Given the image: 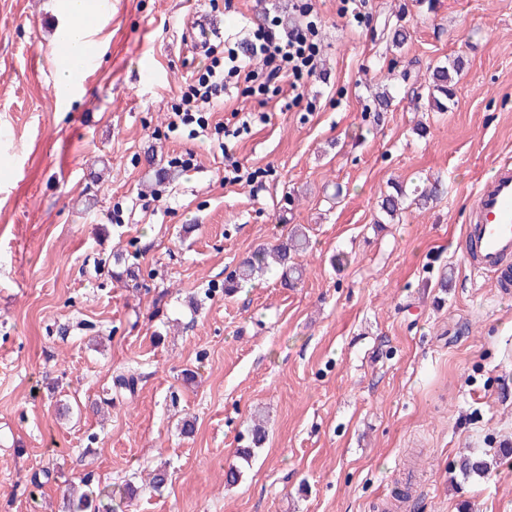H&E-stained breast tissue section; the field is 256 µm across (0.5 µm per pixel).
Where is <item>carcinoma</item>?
Wrapping results in <instances>:
<instances>
[{
	"mask_svg": "<svg viewBox=\"0 0 512 512\" xmlns=\"http://www.w3.org/2000/svg\"><path fill=\"white\" fill-rule=\"evenodd\" d=\"M460 72V66L451 68L437 66L433 69L432 80L428 85V95L439 110L447 109L442 99L452 100L454 74ZM440 193V184L437 182L415 187L413 190V203L427 205L434 201ZM405 192L402 187H394V192L384 195L380 208L386 216L393 218L398 215L403 205ZM309 244L305 227L295 225L291 228L286 241L272 248L260 247L244 258L235 268L231 276L224 281L225 290L231 292L243 287L252 281L255 275L262 272L269 264L274 263L282 268L284 285L292 287L303 277V268L295 262V256L307 249ZM68 512H87L92 506L87 491H78L70 488L66 496Z\"/></svg>",
	"mask_w": 512,
	"mask_h": 512,
	"instance_id": "cac0c4a2",
	"label": "carcinoma"
}]
</instances>
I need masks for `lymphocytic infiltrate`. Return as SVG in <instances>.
I'll use <instances>...</instances> for the list:
<instances>
[{"instance_id": "1", "label": "lymphocytic infiltrate", "mask_w": 512, "mask_h": 512, "mask_svg": "<svg viewBox=\"0 0 512 512\" xmlns=\"http://www.w3.org/2000/svg\"><path fill=\"white\" fill-rule=\"evenodd\" d=\"M299 12L303 21L294 28L280 34L270 26L258 28L245 48L225 49L223 59L212 60L186 78L171 107L169 131L191 140L199 137L209 126L210 109L223 104L243 81L254 95L265 94L270 85L285 84L289 99L299 101L322 64L319 20L307 0Z\"/></svg>"}]
</instances>
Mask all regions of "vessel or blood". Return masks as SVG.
Listing matches in <instances>:
<instances>
[{
  "instance_id": "b4317fda",
  "label": "vessel or blood",
  "mask_w": 512,
  "mask_h": 512,
  "mask_svg": "<svg viewBox=\"0 0 512 512\" xmlns=\"http://www.w3.org/2000/svg\"><path fill=\"white\" fill-rule=\"evenodd\" d=\"M97 24L83 27L85 49L72 65L73 78L94 64L93 32ZM464 252L472 269L490 276L500 295L512 294V162H498L490 178L480 183L473 200V217L464 233Z\"/></svg>"
}]
</instances>
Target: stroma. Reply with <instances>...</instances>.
Masks as SVG:
<instances>
[{
	"mask_svg": "<svg viewBox=\"0 0 512 512\" xmlns=\"http://www.w3.org/2000/svg\"><path fill=\"white\" fill-rule=\"evenodd\" d=\"M63 2L0 0V153L18 161L0 172V512H65L82 480L121 512H384L409 473L406 512H512V295L461 248L478 185L512 159V0H369L350 25L313 0L325 67L302 100L212 115L269 117L230 141L265 171L237 185L210 140L169 133L170 105L296 0H110L93 69L62 90ZM198 14L221 29L204 49ZM456 59L440 112L426 85ZM434 179L437 201L383 221L391 185ZM292 224L301 282L226 293ZM254 415L267 437L246 462Z\"/></svg>",
	"mask_w": 512,
	"mask_h": 512,
	"instance_id": "1",
	"label": "stroma"
}]
</instances>
